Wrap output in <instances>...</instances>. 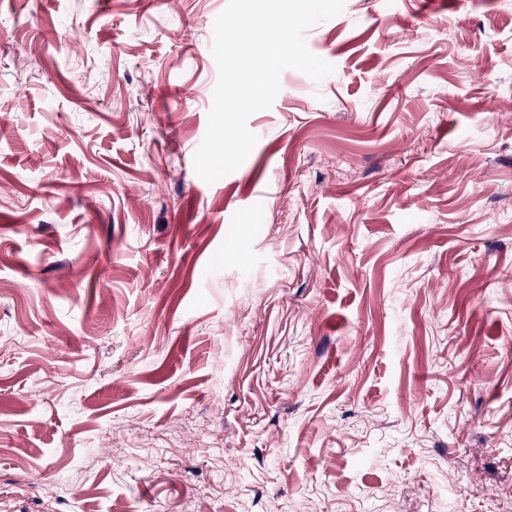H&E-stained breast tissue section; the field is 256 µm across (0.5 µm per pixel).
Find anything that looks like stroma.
I'll use <instances>...</instances> for the list:
<instances>
[{
  "instance_id": "obj_1",
  "label": "stroma",
  "mask_w": 512,
  "mask_h": 512,
  "mask_svg": "<svg viewBox=\"0 0 512 512\" xmlns=\"http://www.w3.org/2000/svg\"><path fill=\"white\" fill-rule=\"evenodd\" d=\"M227 0H0V512H512V0H346L213 184Z\"/></svg>"
}]
</instances>
